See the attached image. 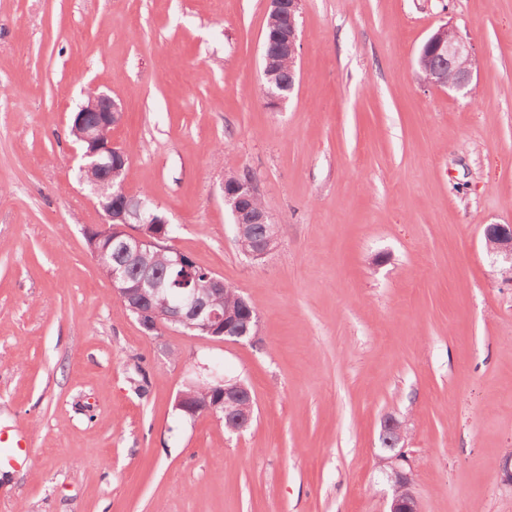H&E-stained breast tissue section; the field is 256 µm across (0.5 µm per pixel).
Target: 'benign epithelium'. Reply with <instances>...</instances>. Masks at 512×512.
I'll return each instance as SVG.
<instances>
[{
	"label": "benign epithelium",
	"mask_w": 512,
	"mask_h": 512,
	"mask_svg": "<svg viewBox=\"0 0 512 512\" xmlns=\"http://www.w3.org/2000/svg\"><path fill=\"white\" fill-rule=\"evenodd\" d=\"M301 0H267L269 26L265 29L262 42L263 93L266 105L281 109L294 90L297 60L300 57L299 16ZM284 61L293 74L288 83L278 78L277 63ZM475 51L473 45L456 29L442 24L423 43L417 54L419 72L427 73L422 83L437 89L467 90L473 75ZM121 106L109 95L94 88L87 92V100L78 107L73 116L72 129L77 140L84 145L81 154L80 181L88 187L97 205L103 210L105 223L113 225L112 245L124 253L129 261L137 263L152 248L162 247L164 237L155 233L149 237L139 228L140 224H165V218L156 217L145 202L129 195L124 181L116 180L117 173L129 161L125 150L112 145V125L121 117ZM224 206L232 213L237 239L249 236L255 224H270L271 217L259 200L253 179L237 176L222 185ZM487 251L500 256L505 263L503 273L512 277V227L494 224L486 229ZM112 292L124 308L142 316L147 314L146 305L152 303L155 295L165 291L163 282L146 276L133 285H126V277L112 272ZM228 292L235 293L239 305L250 313L254 307L236 287L224 282L220 276L207 277V286L202 290L191 289L180 295L173 304L165 306L161 318L171 327H185L199 336L231 337L239 343L252 340L256 332L248 325L230 319L214 300ZM249 392L242 391L238 382L224 384V419L232 422L235 429L242 431L253 421L251 402L239 406L237 402ZM391 431V453L379 455L380 464L391 487L388 512H420L418 501L412 492V479L402 462L407 430L394 416L387 417Z\"/></svg>",
	"instance_id": "benign-epithelium-1"
}]
</instances>
